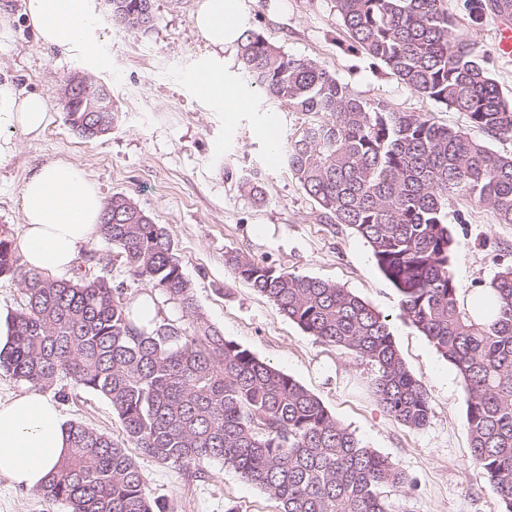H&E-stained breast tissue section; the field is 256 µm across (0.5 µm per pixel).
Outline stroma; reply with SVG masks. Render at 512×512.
Returning a JSON list of instances; mask_svg holds the SVG:
<instances>
[{"mask_svg":"<svg viewBox=\"0 0 512 512\" xmlns=\"http://www.w3.org/2000/svg\"><path fill=\"white\" fill-rule=\"evenodd\" d=\"M472 0H454L457 18L478 51L486 55L501 90L512 97V61L495 50L497 19L475 18ZM197 0H154L155 22L144 34L115 25L102 8L95 33L98 58L84 50L61 52L36 39L22 13V0H0V83L46 98L53 120L35 140L0 163V227L17 231L20 189L30 168L48 160L83 166L104 197H131L170 235L204 321L227 339L294 377L316 394L337 420L414 481L390 488L395 512H501L495 490L470 456L465 389L456 368L402 316L399 296L376 267L369 246L343 224H323L300 184L275 159L278 145L301 128V113L269 99L251 85L238 63L236 44L216 51L198 35ZM240 30H253L291 56L317 61L356 93L377 97L403 112H429L437 123L482 138L460 112L439 107L385 75L359 53L340 44L333 0H239ZM206 64L224 68V87L246 98L237 111L203 97L195 82ZM78 74L105 85L115 120L93 140L71 129L58 101L65 76ZM260 172L257 201L243 194L240 177ZM448 221L457 253L454 279L461 296L482 288L512 265V224L491 211L451 198ZM97 269L128 297L152 294L156 317L191 327L192 319L151 283L134 278L112 245L95 239L86 248ZM233 252L289 272L331 280L388 315L398 350L421 379L432 405L428 424L411 429L375 401L374 369L304 333L269 299L235 279L226 264ZM69 422H81L122 440L120 422L104 398L62 380ZM152 497L167 512H278L273 501L241 479L223 460L199 467L200 477L138 456ZM0 512H68L60 503L0 480Z\"/></svg>","mask_w":512,"mask_h":512,"instance_id":"stroma-1","label":"stroma"}]
</instances>
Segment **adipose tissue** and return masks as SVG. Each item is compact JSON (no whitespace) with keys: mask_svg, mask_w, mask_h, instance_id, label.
Masks as SVG:
<instances>
[{"mask_svg":"<svg viewBox=\"0 0 512 512\" xmlns=\"http://www.w3.org/2000/svg\"><path fill=\"white\" fill-rule=\"evenodd\" d=\"M100 11V0H23V13L43 44L80 47L92 56ZM238 22V0H200L194 17L198 34L217 48L235 38ZM51 120L42 96L0 84V163L15 155L18 137H41ZM105 206L84 169L67 161L44 162L29 170L22 184L13 246L29 268L50 274L70 270L81 249L98 237ZM67 444L66 421L45 395L0 400V479L37 490Z\"/></svg>","mask_w":512,"mask_h":512,"instance_id":"adipose-tissue-1","label":"adipose tissue"}]
</instances>
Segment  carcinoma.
<instances>
[{
	"instance_id": "cac0c4a2",
	"label": "carcinoma",
	"mask_w": 512,
	"mask_h": 512,
	"mask_svg": "<svg viewBox=\"0 0 512 512\" xmlns=\"http://www.w3.org/2000/svg\"><path fill=\"white\" fill-rule=\"evenodd\" d=\"M452 0H334L348 46L421 97L467 114L488 137L512 139V99L460 27ZM132 33L154 24L153 0H109ZM477 15L512 16V0H477ZM241 69L266 96L308 116L287 140L286 166L320 217L345 224L371 249L400 296L403 316L458 370L465 384L472 460L512 512V266L482 288L496 307L461 298L453 278L448 198L461 196L512 224V155L428 112H400L355 93L317 62L284 53L263 35L238 38ZM85 77L65 80L72 130L92 140L114 122L112 96L96 85V111L80 109ZM100 237L128 271L151 282L197 321L142 323L124 289L77 266L69 277L26 267L0 229V277L17 279L24 303L0 368L35 388L61 377L107 399L124 442L75 422L69 452L38 494L69 512H166L124 448L185 473L221 459L279 512H393L385 488L409 475L366 446L290 375L202 321L166 229L129 196L107 202ZM235 278L270 299L305 333L376 367L371 392L402 425L432 414L422 381L406 367L386 316L329 280L287 272L232 252Z\"/></svg>"
}]
</instances>
